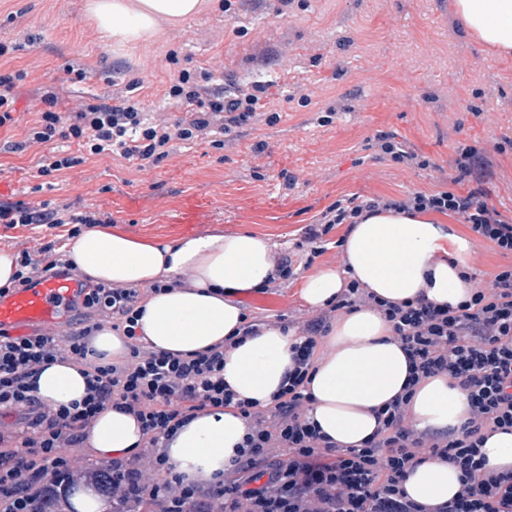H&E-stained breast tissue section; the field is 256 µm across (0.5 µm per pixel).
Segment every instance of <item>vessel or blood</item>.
<instances>
[{
  "instance_id": "vessel-or-blood-1",
  "label": "vessel or blood",
  "mask_w": 512,
  "mask_h": 512,
  "mask_svg": "<svg viewBox=\"0 0 512 512\" xmlns=\"http://www.w3.org/2000/svg\"><path fill=\"white\" fill-rule=\"evenodd\" d=\"M79 292L77 281L57 277L0 296V330L13 334L32 326L54 328L69 314Z\"/></svg>"
}]
</instances>
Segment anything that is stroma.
<instances>
[{"mask_svg":"<svg viewBox=\"0 0 512 512\" xmlns=\"http://www.w3.org/2000/svg\"><path fill=\"white\" fill-rule=\"evenodd\" d=\"M454 0H232L165 27L154 42L116 46L88 19L86 0H0V41L17 51L0 69L26 71L14 90L16 123L0 140L20 141L34 125L43 91L58 95L62 118L86 100L134 97L162 118L183 115L165 90L184 68L207 70L225 88L263 81L272 125L239 128L224 148L209 139L176 141L147 169L90 156L41 188L47 149L0 153V202L50 200L109 217L132 238L170 242L186 234L253 232L276 243L296 266L304 228L336 197H399L439 190L456 175L458 147L512 138V54H501L459 25ZM83 80L62 82L66 65ZM331 115V123L320 118ZM396 133L433 168L398 170L375 160L368 142ZM487 201L512 217V150L489 153L480 173ZM67 227L0 225V243L39 252L66 243ZM256 316L302 317L300 281L274 293L238 295Z\"/></svg>","mask_w":512,"mask_h":512,"instance_id":"1","label":"stroma"}]
</instances>
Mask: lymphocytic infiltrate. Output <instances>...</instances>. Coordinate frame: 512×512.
<instances>
[{
    "mask_svg": "<svg viewBox=\"0 0 512 512\" xmlns=\"http://www.w3.org/2000/svg\"><path fill=\"white\" fill-rule=\"evenodd\" d=\"M264 82L227 90L194 81L182 70L166 89L186 107L169 120L144 111L138 102L84 103L69 120L56 110L57 97L45 93L35 105L38 118L27 137L12 143L18 152L52 144L39 175L72 169L86 155H112L139 168L166 159L176 141L209 135L224 145L235 129L258 121L273 124L278 114L260 113ZM77 145V154L63 143ZM376 159L400 170H426L432 160L407 150L395 133L381 131L371 143ZM486 160L484 148H458L454 187L413 190L402 197L345 194L307 225V261L323 255L324 238L337 226L356 224L370 214L436 212L460 217L480 239L512 257V219L486 199L482 188L461 191ZM97 212H75L50 201L31 205L0 203V224L52 228L103 223ZM14 289L72 275L62 258L17 253ZM472 289L457 306L425 297L390 301L358 280H350L335 301L299 321V341L279 391L266 405L238 397L224 383V358L261 328L284 327V316H245L242 329L194 353L154 346L139 331L143 304L161 292L152 288L86 284L76 304V325L61 335L47 329L14 336L0 331V512H43L48 502L66 504L72 487L89 485L100 468L112 472V512H512V466L491 469L481 452L488 434L512 432V264L490 281L463 273ZM379 312L408 357V383L401 394L377 409L375 432L358 448H342L307 415L308 384L323 353L321 340L344 313ZM122 336L124 356L102 361L93 342L103 325ZM66 363L86 379V394L68 405H49L35 394V378L46 366ZM445 376L465 392L470 417L456 429L417 428L408 406L416 386ZM134 417L144 449L99 466L89 442L96 417L107 409ZM233 410L247 423L235 457L218 477L187 479L169 461L166 448L202 412ZM455 466L460 489L450 500L424 504L408 497L403 484L428 459Z\"/></svg>",
    "mask_w": 512,
    "mask_h": 512,
    "instance_id": "f902f5d3",
    "label": "lymphocytic infiltrate"
}]
</instances>
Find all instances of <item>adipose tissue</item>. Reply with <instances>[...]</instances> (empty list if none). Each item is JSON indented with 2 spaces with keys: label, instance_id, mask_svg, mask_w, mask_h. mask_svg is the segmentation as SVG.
Listing matches in <instances>:
<instances>
[{
  "label": "adipose tissue",
  "instance_id": "obj_1",
  "mask_svg": "<svg viewBox=\"0 0 512 512\" xmlns=\"http://www.w3.org/2000/svg\"><path fill=\"white\" fill-rule=\"evenodd\" d=\"M206 0H88L86 10L99 31L117 44L145 42L165 24L196 16ZM461 26L484 44L512 51V0H455ZM470 240L423 213L382 212L353 225L342 247L343 265L306 277L301 295L320 309L335 300L345 279L354 278L378 296L403 301L425 296L458 305L471 286L460 270ZM275 247L250 233L201 234L172 242H144L107 225L85 230L66 245V257L95 283L147 288L188 278L189 287L152 295L140 321L157 348L192 353L222 340L243 322L236 294L260 287L269 277ZM294 332L263 330L224 358V381L240 397L267 404L291 364ZM324 356L312 377L308 415L342 448L363 445L377 427L374 412L401 393L408 378L407 356L388 323L370 310L344 314L323 338ZM48 404H67L85 394L86 381L73 366L50 365L36 380ZM419 428H457L469 416L465 394L445 377L424 380L410 402ZM246 432L244 419L229 412L200 413L171 442L170 462L189 478L223 474ZM90 441L100 460L137 453L143 443L138 422L109 409L96 419ZM404 488L425 504L453 498L460 473L430 459L410 473Z\"/></svg>",
  "mask_w": 512,
  "mask_h": 512
}]
</instances>
